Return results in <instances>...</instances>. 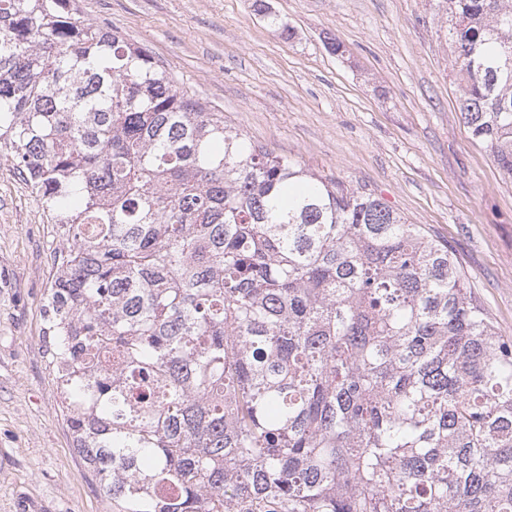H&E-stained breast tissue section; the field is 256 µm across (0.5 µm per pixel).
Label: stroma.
Instances as JSON below:
<instances>
[{"label": "stroma", "mask_w": 512, "mask_h": 512, "mask_svg": "<svg viewBox=\"0 0 512 512\" xmlns=\"http://www.w3.org/2000/svg\"><path fill=\"white\" fill-rule=\"evenodd\" d=\"M71 0L145 45L253 141L372 190L447 243L512 339V179L461 120L439 0ZM291 27L285 36L267 14ZM343 45L333 52L332 42ZM67 228L0 143V512H112L78 454L43 341Z\"/></svg>", "instance_id": "stroma-1"}]
</instances>
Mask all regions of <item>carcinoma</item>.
Returning <instances> with one entry per match:
<instances>
[{
    "label": "carcinoma",
    "mask_w": 512,
    "mask_h": 512,
    "mask_svg": "<svg viewBox=\"0 0 512 512\" xmlns=\"http://www.w3.org/2000/svg\"><path fill=\"white\" fill-rule=\"evenodd\" d=\"M444 4L512 177V0ZM1 138L68 226L46 354L112 512H512V340L425 227L70 0H0Z\"/></svg>",
    "instance_id": "carcinoma-1"
}]
</instances>
